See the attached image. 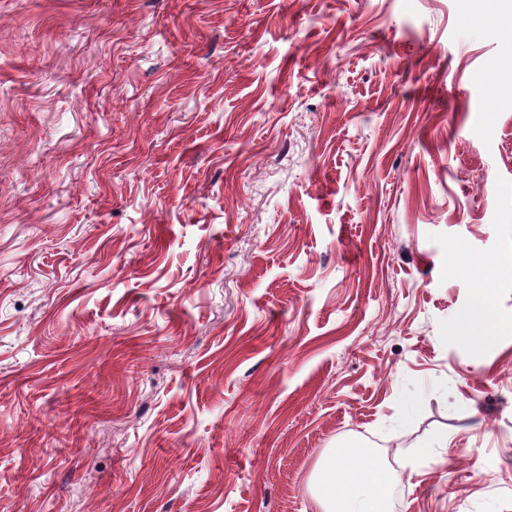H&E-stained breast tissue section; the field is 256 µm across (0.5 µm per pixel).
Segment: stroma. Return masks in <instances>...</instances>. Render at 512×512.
<instances>
[{
    "label": "stroma",
    "instance_id": "obj_1",
    "mask_svg": "<svg viewBox=\"0 0 512 512\" xmlns=\"http://www.w3.org/2000/svg\"><path fill=\"white\" fill-rule=\"evenodd\" d=\"M350 441L512 512V0H0V512H318Z\"/></svg>",
    "mask_w": 512,
    "mask_h": 512
}]
</instances>
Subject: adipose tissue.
I'll return each mask as SVG.
<instances>
[{
    "label": "adipose tissue",
    "instance_id": "ef3b65f1",
    "mask_svg": "<svg viewBox=\"0 0 512 512\" xmlns=\"http://www.w3.org/2000/svg\"><path fill=\"white\" fill-rule=\"evenodd\" d=\"M392 477L356 444L329 449L313 477L311 496L320 512H384Z\"/></svg>",
    "mask_w": 512,
    "mask_h": 512
}]
</instances>
